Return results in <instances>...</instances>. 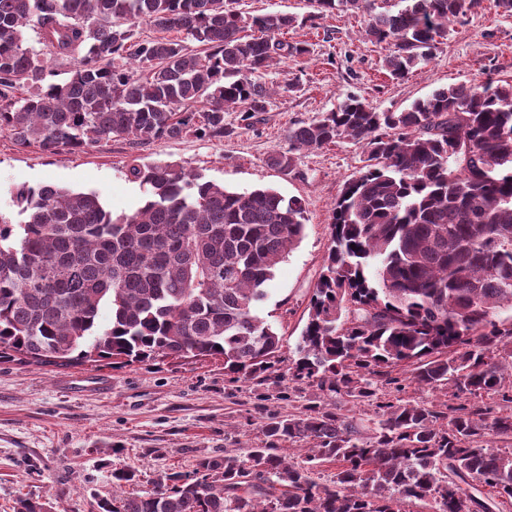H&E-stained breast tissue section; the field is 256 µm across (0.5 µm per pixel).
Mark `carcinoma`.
<instances>
[{
    "label": "carcinoma",
    "instance_id": "obj_1",
    "mask_svg": "<svg viewBox=\"0 0 512 512\" xmlns=\"http://www.w3.org/2000/svg\"><path fill=\"white\" fill-rule=\"evenodd\" d=\"M313 0L309 21L359 12L366 37L406 78L437 39L482 0ZM161 36L139 41L135 27ZM36 29L51 53L76 66L42 87L45 66L23 47ZM287 13L245 17L229 0H0V132L48 152L112 138L151 143L234 133L224 113L250 119L273 95L261 78L307 45L282 40ZM177 32L182 38L165 37ZM194 39L207 45L196 52ZM130 59L141 73L115 65ZM24 89L26 94L16 96ZM348 140L364 165L337 198L331 243L307 308L288 380L318 403L272 412L251 448L201 456L192 471L161 472L126 492L135 474L112 471L94 512H487L512 505V410L467 402L512 390V84L434 90L400 112L350 96L288 129L294 152ZM148 192L113 216L95 192L20 185L16 214L0 212V361L56 366L156 359H221L231 383L269 380L282 336L255 313L265 285L304 236L305 208L270 189L230 191L173 164H131ZM112 319L100 328V309ZM450 388L456 406L388 397L394 373ZM375 404L370 423L328 398ZM301 445V462L281 450ZM336 465L329 482L318 471ZM15 512H54L21 497Z\"/></svg>",
    "mask_w": 512,
    "mask_h": 512
}]
</instances>
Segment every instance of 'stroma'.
Masks as SVG:
<instances>
[{
  "label": "stroma",
  "mask_w": 512,
  "mask_h": 512,
  "mask_svg": "<svg viewBox=\"0 0 512 512\" xmlns=\"http://www.w3.org/2000/svg\"><path fill=\"white\" fill-rule=\"evenodd\" d=\"M362 28L361 15L336 12L318 26L289 30L286 41L305 42L308 54L265 75L277 88L268 112L249 120L225 113L234 133L221 140L188 135L138 146L115 138L52 154L0 133V210L11 211L15 187L53 183L97 193L113 215L132 213L147 198L126 176L136 160L171 163L229 190L269 187L300 199L305 235L256 310L283 334V353L293 357L330 243L334 204L365 154L361 145L344 142L296 152L289 170L271 167L269 156L290 147L289 127L350 95L398 112L438 88L512 82V17L497 13L489 0L454 22L431 58L402 80L386 75L388 47L371 42ZM294 77L300 92L285 91ZM314 400L313 388L284 377L263 385L227 382L220 360L125 367L0 363V512H14L20 496L51 500L58 512H91L96 495L111 491L113 469L134 471L138 488H150L160 472L191 471L197 457L258 445L266 412L298 411Z\"/></svg>",
  "instance_id": "stroma-1"
}]
</instances>
